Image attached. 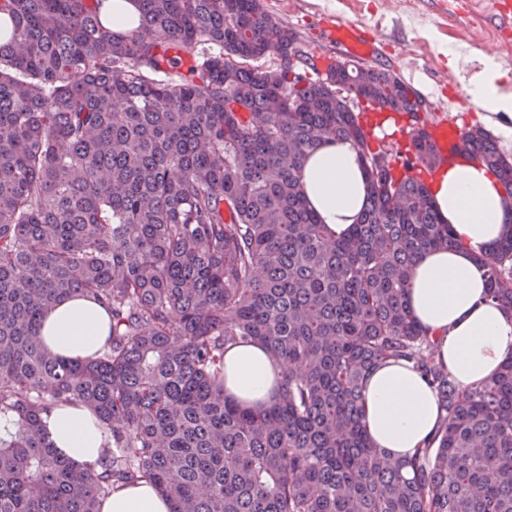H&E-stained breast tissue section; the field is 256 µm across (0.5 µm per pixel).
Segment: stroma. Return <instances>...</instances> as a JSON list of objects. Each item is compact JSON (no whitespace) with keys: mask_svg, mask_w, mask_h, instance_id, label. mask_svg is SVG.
Wrapping results in <instances>:
<instances>
[{"mask_svg":"<svg viewBox=\"0 0 512 512\" xmlns=\"http://www.w3.org/2000/svg\"><path fill=\"white\" fill-rule=\"evenodd\" d=\"M276 21L297 35L304 60L337 58L328 30L356 23L376 39L375 68L399 76L423 100L420 113L431 120L444 109L462 129L484 126L487 111L467 88L493 61L500 82L512 89V26L500 23L495 0H264Z\"/></svg>","mask_w":512,"mask_h":512,"instance_id":"1","label":"stroma"}]
</instances>
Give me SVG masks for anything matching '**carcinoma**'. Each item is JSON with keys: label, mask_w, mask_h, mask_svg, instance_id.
Returning a JSON list of instances; mask_svg holds the SVG:
<instances>
[{"label": "carcinoma", "mask_w": 512, "mask_h": 512, "mask_svg": "<svg viewBox=\"0 0 512 512\" xmlns=\"http://www.w3.org/2000/svg\"><path fill=\"white\" fill-rule=\"evenodd\" d=\"M101 2L0 0V512H100L139 479L171 512H512V358L460 395L407 301L418 255L456 244L412 174L436 155L420 97L386 69L353 92L413 121L393 172L336 98L353 69L291 72L296 35L263 0H139L121 36ZM271 53L279 66L250 65ZM330 142L356 149L368 200L339 238L300 183ZM461 152L512 199V158L489 132H464ZM504 223L477 258L512 313V210ZM74 296L110 333L64 360L39 328ZM248 343L283 369L261 409L224 397V353ZM391 359L443 413L405 461L362 423V382ZM67 404L105 430L97 469L45 435Z\"/></svg>", "instance_id": "cac0c4a2"}]
</instances>
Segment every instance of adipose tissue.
Here are the masks:
<instances>
[{
	"label": "adipose tissue",
	"mask_w": 512,
	"mask_h": 512,
	"mask_svg": "<svg viewBox=\"0 0 512 512\" xmlns=\"http://www.w3.org/2000/svg\"><path fill=\"white\" fill-rule=\"evenodd\" d=\"M494 65L471 83L472 98L493 114L512 113V93L502 90ZM301 183L309 205L339 237L346 236L366 205L364 173L356 150L331 143L308 155ZM430 192L454 247L423 252L411 274L408 302L418 323L432 335L440 358L461 388L489 381L512 357V315L487 300L483 267L476 256L501 237L512 198L486 167L462 161L435 172ZM109 316L97 303L70 297L58 302L41 323L40 338L65 359L91 356L109 336ZM283 372L258 344L229 347L224 387L229 398L250 406L275 399ZM363 424L376 447L405 459L436 433L442 416L430 384L404 361H387L363 381ZM57 452L75 468L98 464L105 434L79 405L54 408L43 418ZM169 500L146 480L126 484L101 505V512H170Z\"/></svg>",
	"instance_id": "adipose-tissue-1"
}]
</instances>
